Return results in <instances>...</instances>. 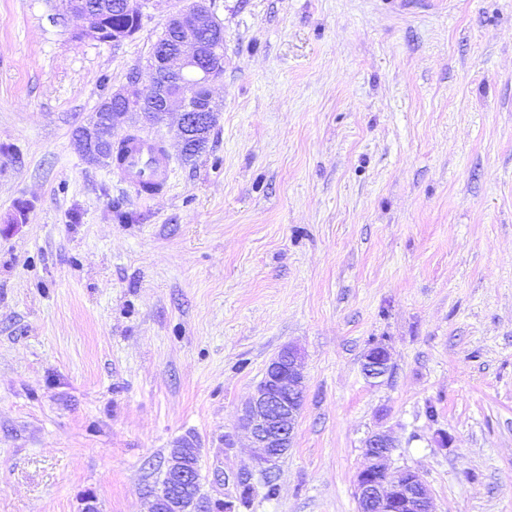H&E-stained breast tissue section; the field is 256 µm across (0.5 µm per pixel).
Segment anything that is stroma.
<instances>
[{
    "mask_svg": "<svg viewBox=\"0 0 512 512\" xmlns=\"http://www.w3.org/2000/svg\"><path fill=\"white\" fill-rule=\"evenodd\" d=\"M191 2L115 46L0 0V512H149L188 433L205 498L247 472L235 512H357L375 431L437 512H512V0H214L217 120L189 162L138 125L171 154L144 199L73 130ZM288 345L305 402L266 474L241 410ZM108 137L106 134H92L91 137H74V142L77 149L84 157L85 161L90 165H97L107 160L101 147H98V143L105 141ZM390 354L382 345L370 347L362 359V372L368 379H379L387 375L390 369Z\"/></svg>",
    "mask_w": 512,
    "mask_h": 512,
    "instance_id": "obj_1",
    "label": "stroma"
}]
</instances>
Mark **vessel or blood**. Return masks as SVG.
Masks as SVG:
<instances>
[{"mask_svg": "<svg viewBox=\"0 0 512 512\" xmlns=\"http://www.w3.org/2000/svg\"><path fill=\"white\" fill-rule=\"evenodd\" d=\"M116 169L123 181L138 195L152 197L163 191L170 180V161L163 142L148 136H136Z\"/></svg>", "mask_w": 512, "mask_h": 512, "instance_id": "b4317fda", "label": "vessel or blood"}]
</instances>
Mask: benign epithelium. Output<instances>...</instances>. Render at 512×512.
<instances>
[{
  "instance_id": "benign-epithelium-1",
  "label": "benign epithelium",
  "mask_w": 512,
  "mask_h": 512,
  "mask_svg": "<svg viewBox=\"0 0 512 512\" xmlns=\"http://www.w3.org/2000/svg\"><path fill=\"white\" fill-rule=\"evenodd\" d=\"M65 5L70 13L87 20V27L80 34L104 33L100 5L90 0H65ZM166 29L176 39L169 46L153 50L149 80L140 90L154 97L162 116L177 118L178 138L185 149L191 136L202 134L216 121L213 66L216 51L224 43V27L212 12L209 0H193L189 8L169 18ZM188 81L199 91L194 105L189 104L184 93ZM107 112L111 132L135 117L148 119V112L134 99L130 88L112 92ZM106 138L98 133L89 138L76 137L74 142L85 161L97 165L106 161L98 147ZM390 361L387 348L374 345L363 355L362 372L368 379L383 378ZM304 397L300 353L285 347L268 365L241 417L253 446L258 448V463H275L290 446ZM395 447L394 439L384 433H374L367 439L365 448L371 463L356 478L357 512H436L430 492L417 472L403 469L393 477L389 475L387 460ZM199 457L194 435L186 434L173 443L165 460L169 483L154 492L149 512H210V505L200 495L196 466Z\"/></svg>"
}]
</instances>
